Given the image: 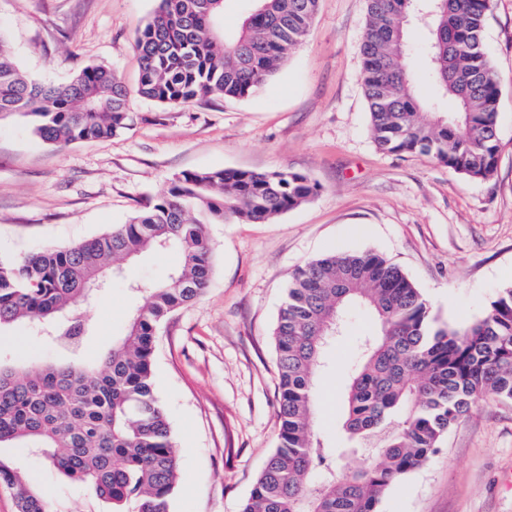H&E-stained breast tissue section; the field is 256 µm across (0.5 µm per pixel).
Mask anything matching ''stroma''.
I'll list each match as a JSON object with an SVG mask.
<instances>
[{
	"label": "stroma",
	"mask_w": 512,
	"mask_h": 512,
	"mask_svg": "<svg viewBox=\"0 0 512 512\" xmlns=\"http://www.w3.org/2000/svg\"><path fill=\"white\" fill-rule=\"evenodd\" d=\"M158 0H0V35L29 77L68 81L112 68L133 122L111 138L57 146L31 118L0 119V253L68 246L125 223L186 170L306 175L318 192L266 223L207 225L212 272L193 304L159 328L154 383L179 478L171 512H240L278 443L273 329L293 270L329 253L373 251L398 265L439 322L481 318L512 286V0H493L483 48L500 88L499 159L486 181L375 144L361 85L366 0H320L309 33L244 99L170 108L138 93L137 32ZM139 301L123 279L81 313L95 353L122 336ZM374 328L355 308L325 351L316 433L340 441L343 377ZM59 512H102L83 485L23 448H4ZM378 512H512V401L473 405L423 467L393 483Z\"/></svg>",
	"instance_id": "stroma-1"
}]
</instances>
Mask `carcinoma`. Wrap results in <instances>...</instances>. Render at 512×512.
<instances>
[{
	"label": "carcinoma",
	"instance_id": "cac0c4a2",
	"mask_svg": "<svg viewBox=\"0 0 512 512\" xmlns=\"http://www.w3.org/2000/svg\"><path fill=\"white\" fill-rule=\"evenodd\" d=\"M319 0H256L240 28L224 32L216 0H159L135 38L138 92L167 107L202 98H245L308 35ZM493 0H367L362 86L377 147L422 153L472 180L497 168L499 84L483 49ZM426 26L423 58L433 96L421 99L406 67L404 23ZM32 118L56 145L109 138L128 128V91L104 66L64 83L35 81L0 44V116ZM317 186L300 173L183 171L167 192L123 224L67 247L0 257V335L37 324L71 360L0 363V447L41 454L86 486L107 512H170L178 479L169 421L154 387L156 333L196 301L211 273L204 222H266L306 203ZM176 249L182 265L147 286L124 334L98 361L81 359L92 326L79 308L112 263ZM360 306L376 322L344 382L341 430L372 448L365 467L343 471L314 431L315 376L334 323ZM279 444L241 512H377L387 489L425 465L477 402L512 400V286L465 326L438 323L419 289L381 255L329 254L295 269L273 330ZM316 483L307 481L314 471ZM0 486L17 512H54L15 463L0 458Z\"/></svg>",
	"mask_w": 512,
	"mask_h": 512
}]
</instances>
